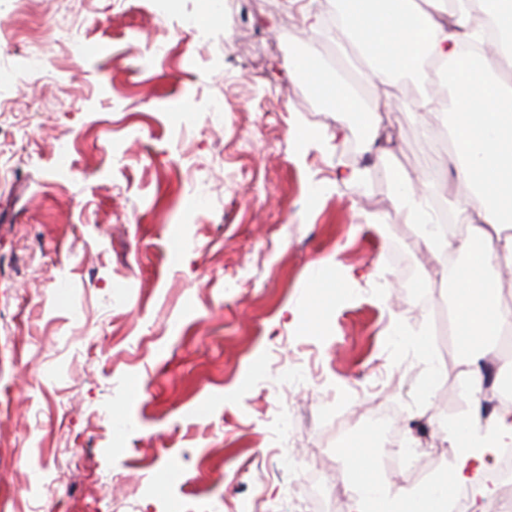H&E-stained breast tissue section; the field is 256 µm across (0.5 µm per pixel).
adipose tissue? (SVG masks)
Returning a JSON list of instances; mask_svg holds the SVG:
<instances>
[{
    "label": "adipose tissue",
    "mask_w": 512,
    "mask_h": 512,
    "mask_svg": "<svg viewBox=\"0 0 512 512\" xmlns=\"http://www.w3.org/2000/svg\"><path fill=\"white\" fill-rule=\"evenodd\" d=\"M342 23L337 38H355L368 63L367 79L387 82L401 73L421 70L422 57L454 67L455 94L442 101L424 96L412 104L422 123L445 116L451 132L456 176L471 194L453 208L471 227L469 237L450 238L435 231L430 194L438 184L397 171L392 175L395 201L411 223L422 225L428 251L442 268L455 294L454 329L471 365L473 387H480L481 359L492 341L512 332V303L499 296L488 275L491 261L512 266V83L502 75L512 71V48L492 54L464 55L462 43H484L485 33L473 27L472 14L481 10L496 27L512 33V0H336ZM288 74L304 79L326 97L337 116L353 117L362 128L365 147L380 152L377 127L368 125L370 105L354 85L332 79L319 48L310 47L289 60ZM466 256L465 264L451 255ZM344 280L319 276L299 319L304 327L321 329L326 309ZM457 454L449 474L425 482L419 490L391 488L376 472L362 439L344 450L349 462L346 479L354 496V512H448L460 488L484 469L496 449L512 447V406L504 405L492 421L471 412L453 431Z\"/></svg>",
    "instance_id": "ef3b65f1"
}]
</instances>
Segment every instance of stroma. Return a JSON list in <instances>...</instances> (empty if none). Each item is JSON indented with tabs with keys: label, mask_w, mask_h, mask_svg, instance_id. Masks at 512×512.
Wrapping results in <instances>:
<instances>
[{
	"label": "stroma",
	"mask_w": 512,
	"mask_h": 512,
	"mask_svg": "<svg viewBox=\"0 0 512 512\" xmlns=\"http://www.w3.org/2000/svg\"><path fill=\"white\" fill-rule=\"evenodd\" d=\"M329 2L223 0L213 24L178 0L160 39L165 0H0V512H292L357 437L414 448L421 472L385 478L416 488L497 395L472 393L442 270L394 201V169L439 180L445 209L469 193L412 110L435 81H363L393 105L373 115L387 161L337 134L288 75L313 44L329 73L360 61L305 25ZM329 258L357 279L315 332L294 316Z\"/></svg>",
	"instance_id": "1"
}]
</instances>
